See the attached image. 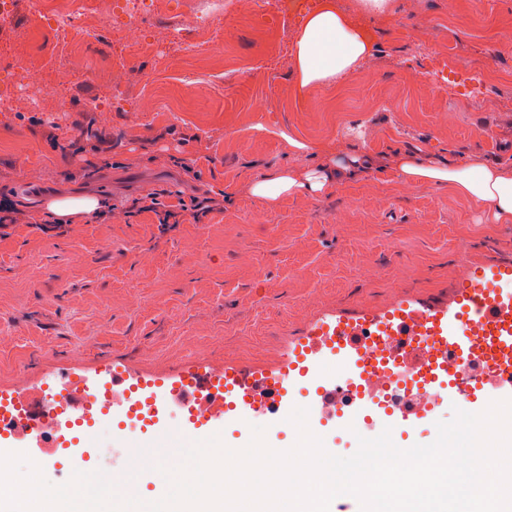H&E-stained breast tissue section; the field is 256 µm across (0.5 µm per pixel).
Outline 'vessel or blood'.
<instances>
[{
  "label": "vessel or blood",
  "instance_id": "b4317fda",
  "mask_svg": "<svg viewBox=\"0 0 512 512\" xmlns=\"http://www.w3.org/2000/svg\"><path fill=\"white\" fill-rule=\"evenodd\" d=\"M378 336L386 339L382 366L394 368L401 393L388 394L380 369L364 362ZM94 372L89 378L64 369L59 391L43 394L35 407L28 400L33 381L20 375L10 394L0 395V452L26 453L47 470L63 448L75 470L86 466L116 419L144 420L161 432L177 412L183 434H215L230 418L249 426L272 403L282 425L299 404L298 381L316 388L308 404L313 417L338 415L350 396L359 410L387 396L379 419L347 416V424L370 430L410 426L425 418L428 403L443 399L478 413L512 398V261L468 263L463 287L433 299L403 291L386 304L327 313L272 369H246L227 358L152 378L104 358Z\"/></svg>",
  "mask_w": 512,
  "mask_h": 512
}]
</instances>
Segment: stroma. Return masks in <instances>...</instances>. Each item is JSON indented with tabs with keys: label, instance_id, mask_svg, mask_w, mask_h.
<instances>
[{
	"label": "stroma",
	"instance_id": "obj_1",
	"mask_svg": "<svg viewBox=\"0 0 512 512\" xmlns=\"http://www.w3.org/2000/svg\"><path fill=\"white\" fill-rule=\"evenodd\" d=\"M113 2L95 0L57 31L17 0L0 28V78L31 77L27 96L0 97V207L37 222L0 240V390L30 368L89 367L108 353L159 374L228 350L273 368L322 314L383 304L400 288L432 298L459 264L512 261V223H493L451 188L405 184L391 165L401 149L512 167V49L491 46L512 26V0H387L376 13L365 0H333L372 49L351 74L305 93L297 41L321 0H304L288 22L224 0L204 24L197 0H156L132 18V48L112 26ZM88 29L98 33L89 43ZM204 42L190 62L185 46ZM441 59L456 92L432 75ZM31 95L40 111H29ZM92 98L99 110H88ZM45 120L58 123V142L40 136ZM91 128L109 139L108 155L86 151ZM354 157L369 170L320 193L272 206L250 193L264 174ZM151 193L224 206L165 232L155 213L123 217ZM69 196L118 211L108 224L79 216L61 235L41 233L47 202Z\"/></svg>",
	"mask_w": 512,
	"mask_h": 512
}]
</instances>
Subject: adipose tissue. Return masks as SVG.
<instances>
[{
  "instance_id": "ef3b65f1",
  "label": "adipose tissue",
  "mask_w": 512,
  "mask_h": 512,
  "mask_svg": "<svg viewBox=\"0 0 512 512\" xmlns=\"http://www.w3.org/2000/svg\"><path fill=\"white\" fill-rule=\"evenodd\" d=\"M370 50L366 36L336 13L330 0H323L319 10L308 18L297 43L300 89L333 83L352 72ZM364 167V162L355 158L348 164L318 165L299 173L282 169L254 180L251 193L273 205L282 197L302 191L322 192L328 183L354 176ZM394 172L409 184L450 187L485 208L496 223H512V169L445 159L424 163L412 154L400 153Z\"/></svg>"
}]
</instances>
